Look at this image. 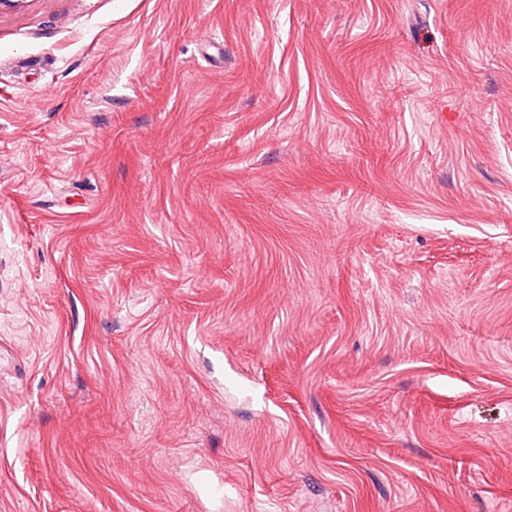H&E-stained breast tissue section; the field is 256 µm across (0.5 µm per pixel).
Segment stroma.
<instances>
[{"instance_id":"obj_1","label":"stroma","mask_w":512,"mask_h":512,"mask_svg":"<svg viewBox=\"0 0 512 512\" xmlns=\"http://www.w3.org/2000/svg\"><path fill=\"white\" fill-rule=\"evenodd\" d=\"M0 512H512V0L1 9Z\"/></svg>"}]
</instances>
